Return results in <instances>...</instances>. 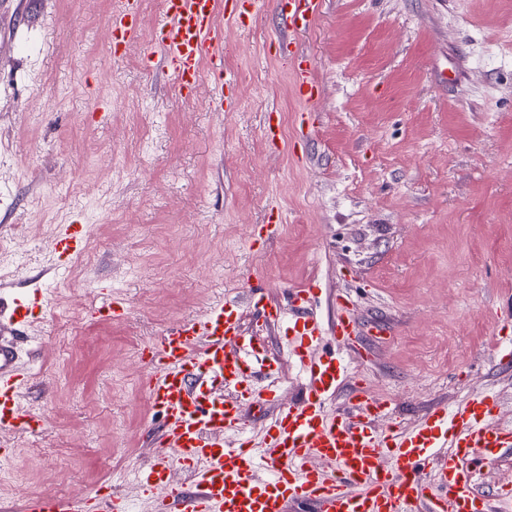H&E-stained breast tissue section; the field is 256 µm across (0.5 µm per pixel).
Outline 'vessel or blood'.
Masks as SVG:
<instances>
[{
    "mask_svg": "<svg viewBox=\"0 0 512 512\" xmlns=\"http://www.w3.org/2000/svg\"><path fill=\"white\" fill-rule=\"evenodd\" d=\"M263 0H165L153 47L178 90L191 92L203 66L222 71L224 38L215 20L244 23ZM284 30L308 29L322 0H275ZM140 0H112L107 31L116 45L137 43ZM295 86L308 104L320 86L306 62L297 63ZM84 227H59L47 248L56 262L79 252ZM321 295L315 284L288 291L287 305L257 298L262 325L281 323L292 353L308 377L305 392L272 417L259 440L245 435L243 402L278 400L280 365L263 355L264 344L244 328L237 301L220 300L200 315L168 327L146 346L145 394L163 424L143 483L156 492L155 512H288L289 502L309 500L317 512H512V486L487 495L480 484L485 464L512 448V424L496 415L497 396L470 395L463 403L429 412L415 427L392 419L390 402L360 383L342 412L329 411L346 371L344 360L318 354L329 339L365 359L351 300L336 299L330 327L308 308ZM32 301L0 296V434L38 435L42 414L24 408L30 373L19 363L16 337L25 335ZM388 419L387 428L376 426ZM238 442L227 445L226 437ZM188 472L190 483L174 476ZM25 512H129L124 497L99 492L81 499L45 494L28 499Z\"/></svg>",
    "mask_w": 512,
    "mask_h": 512,
    "instance_id": "vessel-or-blood-1",
    "label": "vessel or blood"
}]
</instances>
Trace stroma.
Returning a JSON list of instances; mask_svg holds the SVG:
<instances>
[{
	"mask_svg": "<svg viewBox=\"0 0 512 512\" xmlns=\"http://www.w3.org/2000/svg\"><path fill=\"white\" fill-rule=\"evenodd\" d=\"M111 6L0 0V237L31 246L24 269L0 272L12 290L51 283L67 301L109 286L125 307L64 328L51 305L35 309L19 355L25 404L47 423L0 440L16 464L0 512L103 485L153 512L129 472L160 430L142 349L220 299L240 302L281 363L278 404L243 406L261 433L307 379L283 329L250 316L256 287L283 303L314 281L320 319L349 295L362 325L390 331L351 361L333 406L364 379L411 428L433 403L490 390L512 423V368L494 350L512 298V0H324L291 47L320 85L312 110L272 2L249 26L222 21L223 72L189 98L148 60L161 0H141L142 40L117 57ZM71 222L97 231L60 280L43 245ZM268 222L279 230L260 239ZM108 389L120 403L102 401ZM62 432L72 447L52 470L39 446Z\"/></svg>",
	"mask_w": 512,
	"mask_h": 512,
	"instance_id": "obj_1",
	"label": "stroma"
}]
</instances>
